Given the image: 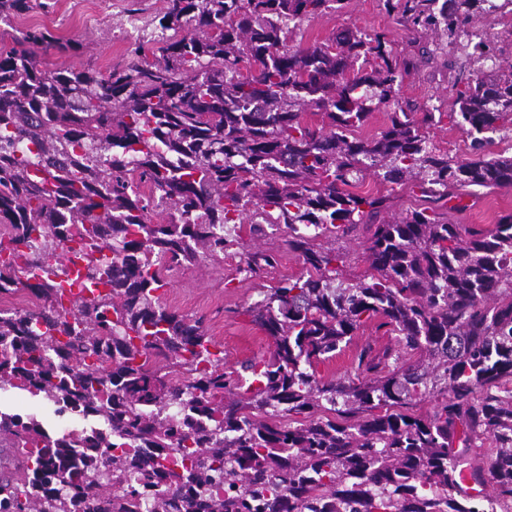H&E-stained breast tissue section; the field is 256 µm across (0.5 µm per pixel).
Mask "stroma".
<instances>
[{
    "label": "stroma",
    "mask_w": 512,
    "mask_h": 512,
    "mask_svg": "<svg viewBox=\"0 0 512 512\" xmlns=\"http://www.w3.org/2000/svg\"><path fill=\"white\" fill-rule=\"evenodd\" d=\"M49 9L33 7L22 17L13 19L16 29L44 27L56 36L81 44V51L73 56L48 55L40 57L42 68L93 65L101 71L121 69L132 61L130 50L135 42L157 34L158 19L166 0H49ZM347 28L367 33L384 32L392 41L398 60H416L415 68L408 70L400 89L388 110H376L368 123L359 129L362 137L376 133L386 122L390 111L442 112L454 109L456 90L448 66L447 51L438 49L436 37L418 38L400 26L388 14L382 0H348L339 10L301 22L294 31L295 44L307 47L328 40ZM466 210L460 216L462 223L496 224L500 216L512 213V188L489 191L473 198L462 197ZM365 228L326 239V246L335 248L342 263L340 274L355 280L367 271L363 259ZM284 232L278 231L258 241L245 240V248L258 247L278 252V263L264 269L259 276L237 274L236 268L244 257L240 254L225 257L223 263L199 261L195 266L173 272L162 297L166 306L187 316H201L205 329L224 352L225 370L238 368L243 361L268 356L272 346L264 332L252 323L247 309L259 298L260 289L274 285L279 279L300 275L304 270L301 258L289 251ZM371 345L380 351L395 346L391 336L375 334L373 330L360 331L352 344L336 357L321 365L320 373L339 380L356 377L355 355L360 347Z\"/></svg>",
    "instance_id": "1"
}]
</instances>
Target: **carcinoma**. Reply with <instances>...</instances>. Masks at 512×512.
Listing matches in <instances>:
<instances>
[{"label":"carcinoma","instance_id":"1","mask_svg":"<svg viewBox=\"0 0 512 512\" xmlns=\"http://www.w3.org/2000/svg\"><path fill=\"white\" fill-rule=\"evenodd\" d=\"M31 0H0V23ZM419 36L448 40L476 66L448 113L470 156L439 154L433 112L388 113L369 139L352 136L397 91L384 33L348 30L293 44L295 25L344 0H167L161 38L107 73L39 67L80 51L47 29L0 47V388L24 383L70 402L105 431L77 440L0 413V443L22 449L0 479V512H494L512 504V213L491 230L455 224L452 201L512 187V71L483 77L502 50L472 43L470 27L497 0H383ZM321 116L314 127L306 112ZM383 187L418 189L427 205L389 214ZM149 186L150 199L141 190ZM177 215L153 222L150 203ZM283 230L305 272L261 291L248 312L273 349L224 371L200 319L170 310L160 290L176 267L224 261ZM368 226L371 273L339 277L336 249L318 239ZM85 292L65 307L69 263ZM246 254L238 272L274 266ZM377 322L397 337L384 364L336 381L318 366ZM430 399L432 411L409 412ZM379 410L366 419L364 411ZM305 416L290 426L282 418ZM154 455L110 454L111 435ZM498 445L473 469L492 495L463 493L458 447ZM193 445V469L166 463ZM110 458L102 473L98 460Z\"/></svg>","mask_w":512,"mask_h":512}]
</instances>
